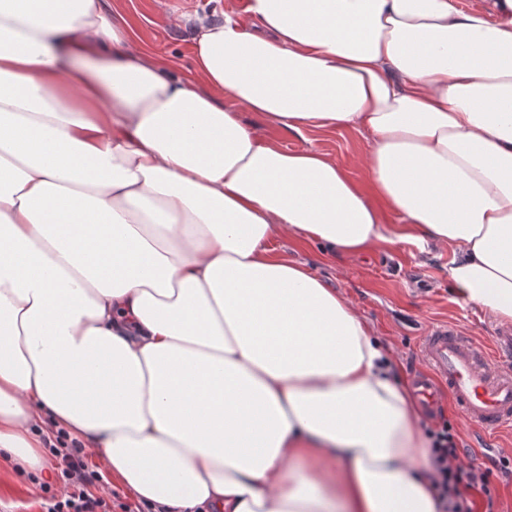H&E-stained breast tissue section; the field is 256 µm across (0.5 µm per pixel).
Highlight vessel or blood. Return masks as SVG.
<instances>
[{
    "label": "vessel or blood",
    "instance_id": "b4317fda",
    "mask_svg": "<svg viewBox=\"0 0 512 512\" xmlns=\"http://www.w3.org/2000/svg\"><path fill=\"white\" fill-rule=\"evenodd\" d=\"M420 357L426 369L413 390L426 412L450 401L471 426L481 457L497 432L512 427V326L498 327L492 344H478L448 323L423 336Z\"/></svg>",
    "mask_w": 512,
    "mask_h": 512
}]
</instances>
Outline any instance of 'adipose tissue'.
<instances>
[{"mask_svg":"<svg viewBox=\"0 0 512 512\" xmlns=\"http://www.w3.org/2000/svg\"><path fill=\"white\" fill-rule=\"evenodd\" d=\"M248 9L267 36L200 22L186 80L105 0H0V458L41 470L47 417L168 512H437L390 350L273 243L443 247L511 322L512 21ZM266 127L355 129L364 183Z\"/></svg>","mask_w":512,"mask_h":512,"instance_id":"obj_1","label":"adipose tissue"}]
</instances>
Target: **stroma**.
<instances>
[{
	"instance_id": "35a3bbf8",
	"label": "stroma",
	"mask_w": 512,
	"mask_h": 512,
	"mask_svg": "<svg viewBox=\"0 0 512 512\" xmlns=\"http://www.w3.org/2000/svg\"><path fill=\"white\" fill-rule=\"evenodd\" d=\"M113 19L126 22L144 54L174 75H193V39L199 20L223 21L240 11V0H106ZM268 138L288 150L312 148L363 181L365 137L352 129H312L298 135L266 129ZM277 252L307 263L325 283L358 308L375 335L390 347L402 380L420 365L419 344L433 326L452 322L468 336L491 341L499 321L487 309L468 302L448 283V251L420 249L398 241L357 255H324L321 248L298 247L293 239L275 240ZM42 491L27 476L0 464V512H41Z\"/></svg>"
}]
</instances>
